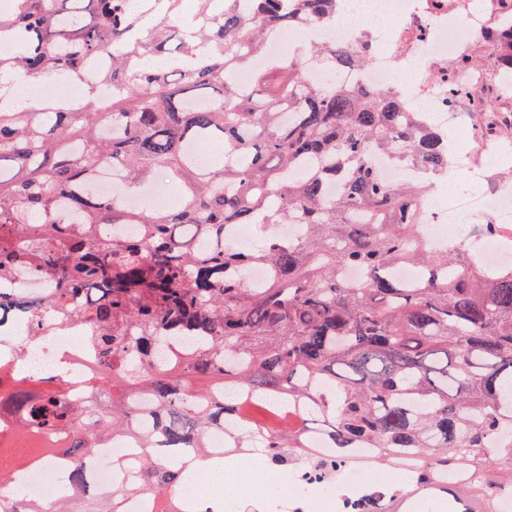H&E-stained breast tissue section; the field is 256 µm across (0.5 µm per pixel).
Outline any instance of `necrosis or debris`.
<instances>
[{"label":"necrosis or debris","mask_w":512,"mask_h":512,"mask_svg":"<svg viewBox=\"0 0 512 512\" xmlns=\"http://www.w3.org/2000/svg\"><path fill=\"white\" fill-rule=\"evenodd\" d=\"M495 16L493 0H345L328 27L273 29L264 52L285 55L297 44L367 40L373 56L368 68L344 70L335 76L322 58L313 57L307 62L309 79L317 84L334 77L345 86H390L429 113L437 126L472 133L476 123L470 98L485 82L483 71L464 76L470 96L454 104L448 101V81L440 73L464 41L483 31ZM423 211L421 236L432 249L456 245L491 266L512 263V190L501 183L493 180L476 193L452 191L426 199ZM83 333L75 320L66 328L33 336L26 319L0 317V365L24 362L28 382L55 381L66 388L69 399H85L90 394L88 379L96 369V353L83 342ZM135 446L133 439L117 436L89 451L85 466L92 494L108 497L113 487L132 482L137 471ZM68 466V459L63 458L52 465L41 462L27 467V492L34 498L66 494L60 474ZM410 473L404 467L398 478H389L376 464L373 452L362 448L338 478L319 481L299 466L280 474L277 494L245 486L224 495V512H356L358 498L367 492L374 497L377 512H387Z\"/></svg>","instance_id":"1"}]
</instances>
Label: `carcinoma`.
Returning <instances> with one entry per match:
<instances>
[{
    "label": "carcinoma",
    "instance_id": "cac0c4a2",
    "mask_svg": "<svg viewBox=\"0 0 512 512\" xmlns=\"http://www.w3.org/2000/svg\"><path fill=\"white\" fill-rule=\"evenodd\" d=\"M18 2L0 13V35L20 42L0 52V87L18 75L80 81L88 62L110 58L76 109L0 112V285L23 269L47 285L39 297L0 292V312L26 316L35 335L78 318L96 350L91 390L127 388L107 408L0 378V417L28 425L0 457L75 462L77 494L53 512H119L129 495L170 493L229 424L226 462L258 448L269 469L286 470L319 437L338 460L372 448L382 466L415 461L407 492L424 493L423 512H494L512 499V438H502L512 432V267L484 270L419 239L448 139L392 88L313 84L305 51L254 68L272 28L325 24L341 0H252L245 15L237 0L219 13L193 0L183 34L184 0H156L150 37L134 39L143 21L129 0ZM484 42L491 75L512 78V15ZM319 53L336 71L370 64L354 44ZM484 67L466 49L448 70ZM242 69L254 70L248 87L235 81ZM96 83L121 87L108 110ZM215 142L217 166L196 150ZM378 158L416 178L385 182ZM104 168L128 188L163 171L182 202L145 212L100 195ZM331 181L341 186L332 198ZM237 224L305 233L267 232L242 250L224 241ZM400 263L428 276L402 282ZM346 266L366 280L346 283ZM257 267L267 278L250 286L244 272ZM119 435L139 440V476L109 503L86 494L76 462ZM470 469L477 481H445Z\"/></svg>",
    "mask_w": 512,
    "mask_h": 512
}]
</instances>
